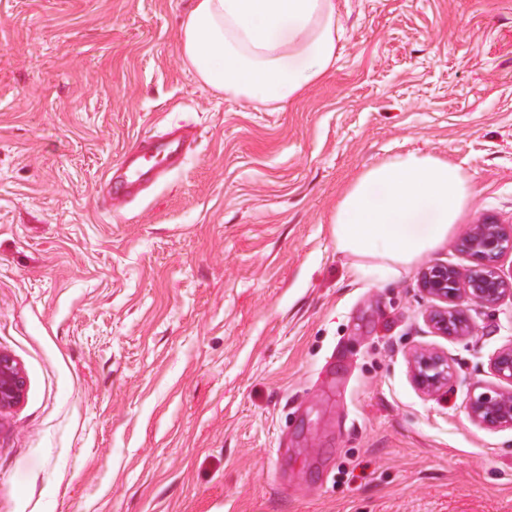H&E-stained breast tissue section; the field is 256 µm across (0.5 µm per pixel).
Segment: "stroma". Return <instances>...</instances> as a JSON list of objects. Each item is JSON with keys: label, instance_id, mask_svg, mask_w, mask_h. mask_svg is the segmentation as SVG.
<instances>
[{"label": "stroma", "instance_id": "stroma-1", "mask_svg": "<svg viewBox=\"0 0 512 512\" xmlns=\"http://www.w3.org/2000/svg\"><path fill=\"white\" fill-rule=\"evenodd\" d=\"M190 0H0V512H512V296L438 335L423 267L485 214L512 229V0H336V62L300 98H225L180 56ZM183 165L106 206L137 140ZM409 151L474 195L448 241L372 280L331 214ZM448 358L447 387L412 378ZM25 390L26 380L20 363L0 351V415L19 404ZM414 381L426 391L443 388L450 377V367L445 355L437 352L417 354L413 358ZM469 415L473 421L487 428L512 427V389L496 390L494 394H473Z\"/></svg>", "mask_w": 512, "mask_h": 512}]
</instances>
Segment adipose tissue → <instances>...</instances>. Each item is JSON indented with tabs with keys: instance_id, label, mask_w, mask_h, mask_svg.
Returning a JSON list of instances; mask_svg holds the SVG:
<instances>
[{
	"instance_id": "1",
	"label": "adipose tissue",
	"mask_w": 512,
	"mask_h": 512,
	"mask_svg": "<svg viewBox=\"0 0 512 512\" xmlns=\"http://www.w3.org/2000/svg\"><path fill=\"white\" fill-rule=\"evenodd\" d=\"M336 0H192L178 31L182 61L226 97L299 98L336 62ZM470 178L439 157L408 152L364 170L330 222L337 249L390 277L423 259L458 224Z\"/></svg>"
}]
</instances>
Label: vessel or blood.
<instances>
[{
	"mask_svg": "<svg viewBox=\"0 0 512 512\" xmlns=\"http://www.w3.org/2000/svg\"><path fill=\"white\" fill-rule=\"evenodd\" d=\"M189 150L188 138L177 126L143 139L111 169L105 181L107 200H136L166 172L180 167Z\"/></svg>",
	"mask_w": 512,
	"mask_h": 512,
	"instance_id": "vessel-or-blood-1",
	"label": "vessel or blood"
}]
</instances>
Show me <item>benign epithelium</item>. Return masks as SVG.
Here are the masks:
<instances>
[{"label":"benign epithelium","mask_w":512,"mask_h":512,"mask_svg":"<svg viewBox=\"0 0 512 512\" xmlns=\"http://www.w3.org/2000/svg\"><path fill=\"white\" fill-rule=\"evenodd\" d=\"M461 250L472 259V265L461 270L441 264L424 269L422 288L444 306L429 314L433 328L444 336H459L471 330V324L460 308L463 302L482 306L496 305L512 293V276L501 270V260L512 253V233L501 224L480 222L472 225L460 243ZM414 381L426 391L443 388L450 377L446 356L437 352L417 354L413 358ZM493 369L512 384V346L503 348L493 358ZM26 380L20 363L0 351V415L18 405L25 394ZM469 415L487 428L512 427V389L481 392L472 395Z\"/></svg>","instance_id":"benign-epithelium-1"}]
</instances>
